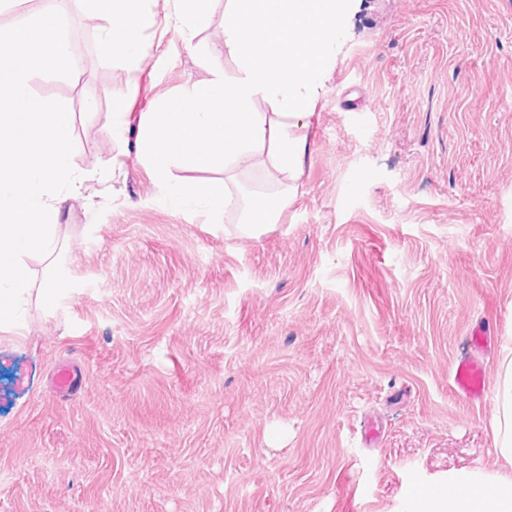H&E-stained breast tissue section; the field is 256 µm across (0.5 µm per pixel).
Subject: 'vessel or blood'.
<instances>
[{"instance_id": "vessel-or-blood-1", "label": "vessel or blood", "mask_w": 512, "mask_h": 512, "mask_svg": "<svg viewBox=\"0 0 512 512\" xmlns=\"http://www.w3.org/2000/svg\"><path fill=\"white\" fill-rule=\"evenodd\" d=\"M496 343L491 330H472L468 338V350L454 365V388L457 393L472 401H479L487 394L490 375L485 362L486 355ZM82 384V372L74 364L62 362L56 365L53 386L56 394L67 397L75 393Z\"/></svg>"}]
</instances>
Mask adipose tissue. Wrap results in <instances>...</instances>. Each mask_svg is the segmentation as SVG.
Here are the masks:
<instances>
[{
	"label": "adipose tissue",
	"instance_id": "adipose-tissue-1",
	"mask_svg": "<svg viewBox=\"0 0 512 512\" xmlns=\"http://www.w3.org/2000/svg\"><path fill=\"white\" fill-rule=\"evenodd\" d=\"M101 19V41L113 58L136 65L143 33L156 16L143 0H85ZM344 27L336 0H227L224 50L236 76L212 65L206 80L144 113L135 147L151 168L166 203L195 202L211 220L232 208L244 214L243 230L256 236L276 224L303 173L310 109L325 91L328 65ZM268 111H258V103ZM224 170V185L176 179L174 165ZM259 169L282 191L256 202L232 192L239 175ZM497 410L490 420L500 462L496 472H449L459 496L430 493L412 499L409 512H512V344L503 345L496 382Z\"/></svg>",
	"mask_w": 512,
	"mask_h": 512
}]
</instances>
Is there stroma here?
Returning <instances> with one entry per match:
<instances>
[{
  "instance_id": "stroma-1",
  "label": "stroma",
  "mask_w": 512,
  "mask_h": 512,
  "mask_svg": "<svg viewBox=\"0 0 512 512\" xmlns=\"http://www.w3.org/2000/svg\"><path fill=\"white\" fill-rule=\"evenodd\" d=\"M224 4L187 43L149 0L134 70L74 0L79 69L29 82L93 178L60 219L75 288L0 331V512H405L416 485L498 468L496 398L452 373L475 326L512 342V0H356L297 195L257 237L167 206L134 147L207 77ZM82 372L74 364L61 362L56 365L53 374L55 393L67 397L75 393L82 384Z\"/></svg>"
}]
</instances>
